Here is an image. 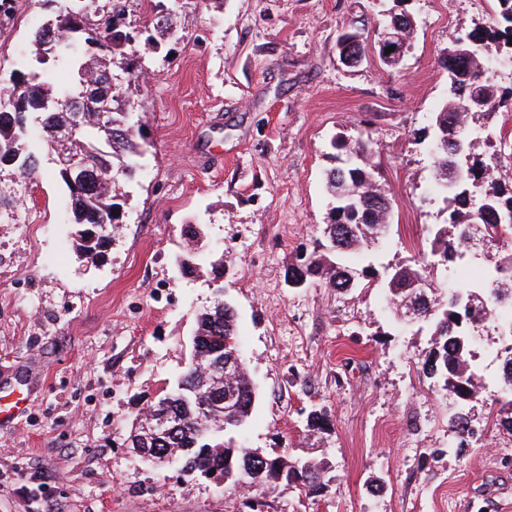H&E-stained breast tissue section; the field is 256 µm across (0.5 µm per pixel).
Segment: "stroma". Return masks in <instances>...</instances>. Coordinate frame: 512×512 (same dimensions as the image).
I'll return each mask as SVG.
<instances>
[{"label":"stroma","mask_w":512,"mask_h":512,"mask_svg":"<svg viewBox=\"0 0 512 512\" xmlns=\"http://www.w3.org/2000/svg\"><path fill=\"white\" fill-rule=\"evenodd\" d=\"M494 0H181L178 37L137 44L129 96L146 136L106 250L79 257L69 192L31 139L39 171L0 167V383L26 378L25 410L0 426V512H512V444L492 425L503 386L500 324L478 329L485 392L477 436L460 449L453 396L422 364L425 323L395 315L391 266L429 252L448 214L434 192L421 129L448 98L452 29L488 25ZM415 22L397 68L376 51L339 59L346 31L374 36L388 9ZM456 17L443 19V10ZM37 0L0 13V90L22 69ZM370 133L395 201L385 243L349 263L356 288L288 271L313 248L333 205L325 184L335 136ZM187 224L209 262L181 275ZM223 293L258 390L245 448L308 455L318 496L295 485L250 492L151 467L126 448L132 422L178 379L197 313ZM327 426L307 427L310 411Z\"/></svg>","instance_id":"35a3bbf8"}]
</instances>
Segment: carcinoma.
<instances>
[{
  "label": "carcinoma",
  "mask_w": 512,
  "mask_h": 512,
  "mask_svg": "<svg viewBox=\"0 0 512 512\" xmlns=\"http://www.w3.org/2000/svg\"><path fill=\"white\" fill-rule=\"evenodd\" d=\"M43 5L58 4L54 19L39 26L31 35L32 61L28 70L15 73L12 88L6 93L8 105L0 102V166L7 156L28 159L26 167L15 164L20 174L31 176L38 170V159L27 144L28 118L39 114L46 133L45 147L55 139V130L79 120V138L66 146L71 152L95 150L112 140V148L100 172L91 175L83 198L70 200L72 223L91 224L95 217L107 215L109 229L122 223L121 188L135 177L142 157L145 137L142 126L133 121L127 92L137 74L134 46L143 34L137 27L125 28V7L114 0H40ZM494 18L487 26L468 35L482 51L495 50L512 55V0H495ZM174 6L165 15L154 17L153 27L164 37L177 33L173 23ZM385 26L394 29L406 44H411L415 23L412 16L400 18L388 13ZM127 69L126 84L108 82L106 72L117 66ZM72 70L73 83L60 92L52 80L51 67ZM463 80L448 76V101L432 113L427 147L435 159V179L448 183L449 169L459 177L453 192L446 197L448 223L434 234L430 254L394 269L388 277L387 291L396 308L411 309L433 327L435 348L423 368L429 375L443 379V390L457 401L451 427L461 441L471 435L467 404L479 388L476 368L471 363V342L458 337L471 335L470 323L482 320L505 301L512 299V289L500 284L512 281V250L498 253L484 276L473 282L448 288L454 297L441 302L428 297L419 287L440 261L454 263L474 259V246L482 240L498 243L512 237V185L494 176L496 159L471 153L475 120L490 116L500 107L497 91L483 80L478 58L462 65ZM87 98L94 104H116L112 113V135L97 126L96 113L67 112L58 109L65 97ZM338 150V165L326 173V184L334 205L323 228L324 240L317 241L311 252L290 268L288 276L308 282L323 278L331 287L347 290L356 286L354 269L343 256L358 252L362 245L387 236L393 210L392 199L380 187L379 170L372 162V142L359 135L342 138L332 144ZM106 236L79 235L78 246L86 254L100 253ZM238 324L233 306L220 297L197 316L192 338V357L173 387L152 406V416L180 419L177 439L168 442L180 459V474L229 472L224 481L233 486L244 484L258 489L269 483L285 482L315 497L321 488V470L301 456L292 459L270 457L256 459L253 449L234 445L232 433L248 421L257 394L245 366L237 365L239 356ZM236 363L228 377L215 364Z\"/></svg>",
  "instance_id": "cac0c4a2"
}]
</instances>
